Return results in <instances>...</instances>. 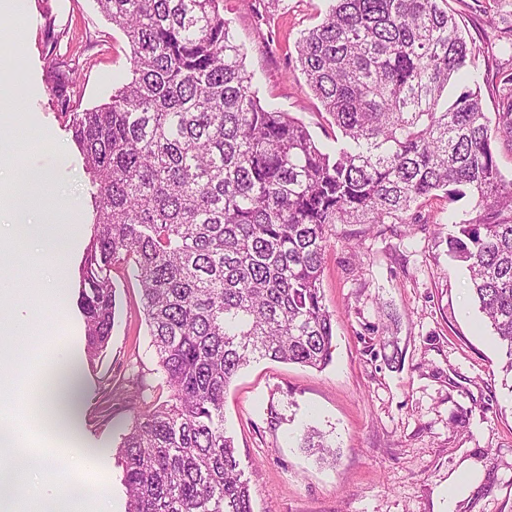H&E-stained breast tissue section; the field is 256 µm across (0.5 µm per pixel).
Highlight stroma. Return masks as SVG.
<instances>
[{"mask_svg":"<svg viewBox=\"0 0 512 512\" xmlns=\"http://www.w3.org/2000/svg\"><path fill=\"white\" fill-rule=\"evenodd\" d=\"M0 16V55L10 58L0 92L13 104L6 150L46 168L55 184L47 217L72 225L75 244L51 278L47 257L17 240L0 264V301H27L32 320L15 345L29 362L56 347L55 309L65 343L84 346L77 306L79 268L89 240L88 176L71 141L73 115L108 100L115 75H128L130 47L95 0H24ZM329 0H279L259 20L253 0H224V18L245 52L259 98L302 122L322 147L341 133L301 70L295 42L320 24ZM480 50L479 63L507 62L498 38L512 0L490 13L473 0H448ZM464 197H437L417 224H337L322 272L335 318L331 360L320 370L268 359L252 363L224 394L253 512H512V373L474 302L465 268L448 254L449 210ZM116 316L107 349L83 363L86 390L76 439L107 448L98 481L109 512H126L123 468L113 450L130 411L108 406L110 386L137 375L148 399L168 391L155 371L141 292L123 268L112 271ZM314 427L336 460L323 464L301 446Z\"/></svg>","mask_w":512,"mask_h":512,"instance_id":"35a3bbf8","label":"stroma"}]
</instances>
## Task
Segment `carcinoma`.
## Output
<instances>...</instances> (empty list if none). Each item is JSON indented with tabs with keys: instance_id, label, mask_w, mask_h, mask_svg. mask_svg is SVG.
Masks as SVG:
<instances>
[{
	"instance_id": "obj_1",
	"label": "carcinoma",
	"mask_w": 512,
	"mask_h": 512,
	"mask_svg": "<svg viewBox=\"0 0 512 512\" xmlns=\"http://www.w3.org/2000/svg\"><path fill=\"white\" fill-rule=\"evenodd\" d=\"M220 2L96 0L128 41L131 79L72 120L93 207L87 355L112 336V269L124 266L169 390L151 404L122 391L126 512H253L224 393L260 359L330 362L321 272L334 224H417L430 198L469 195L465 217L448 214L449 251L512 372V180L495 154L498 140L512 146V68L480 69L447 0H331L296 42L341 132L327 151L262 103ZM303 447L333 454L316 430Z\"/></svg>"
}]
</instances>
